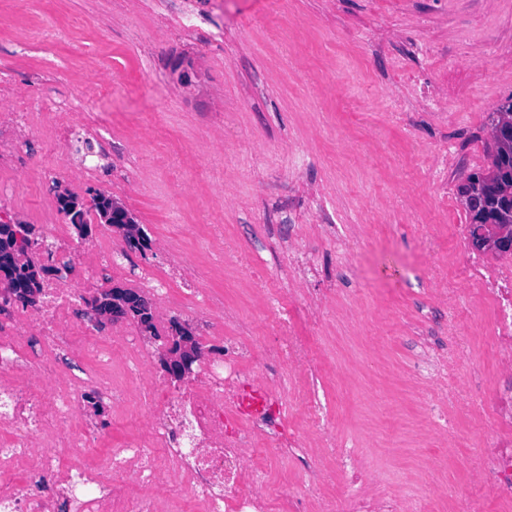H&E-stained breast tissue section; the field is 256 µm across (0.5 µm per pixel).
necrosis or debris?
I'll list each match as a JSON object with an SVG mask.
<instances>
[{
  "label": "necrosis or debris",
  "instance_id": "necrosis-or-debris-1",
  "mask_svg": "<svg viewBox=\"0 0 512 512\" xmlns=\"http://www.w3.org/2000/svg\"><path fill=\"white\" fill-rule=\"evenodd\" d=\"M162 34L173 54V69L196 73L192 91L179 95L189 112L233 109L210 80L209 66L191 51L202 25L215 24L216 0H162ZM101 86L88 85L78 101L39 104L11 81L0 79V223L16 221L14 197L29 195L42 206L37 250L56 268L43 278L33 306L10 300L0 274V512H56L68 493L73 512H401L396 495L376 488L377 477L359 454L347 455L346 479L335 490L327 466L339 450L336 435L323 425L315 395L323 357L293 334L297 311L315 308L319 327L326 299L297 295L282 310L264 299L277 334L260 356L245 351L236 337L220 335L224 303L198 287V267L172 252L164 268L131 270L121 233L101 225L81 238L65 224L59 195L44 190V175L32 172L27 145L38 142L44 157L61 167L76 165L94 179L99 165L75 157V147L92 143L98 156L117 166L152 135L140 131L121 143L101 135L94 103ZM469 227L454 225L452 277H440L437 294L455 299L468 292L470 315H489L488 335L495 368L474 372L479 398L462 410L484 429L476 470L478 495L453 500L439 495L443 475L429 464L417 473L428 490L415 512H512V261L481 260L465 243ZM135 277L150 304L191 321L203 351L185 382L153 373L154 356L131 322L99 335L92 301L108 281ZM192 300L175 301L179 286ZM287 369L288 382L267 377L269 366ZM265 382L269 401L255 416L239 411V395ZM303 409V420L286 426L282 396ZM112 410L125 429L117 440L103 437L88 422L94 407ZM314 444L307 481L277 483L267 458Z\"/></svg>",
  "mask_w": 512,
  "mask_h": 512
}]
</instances>
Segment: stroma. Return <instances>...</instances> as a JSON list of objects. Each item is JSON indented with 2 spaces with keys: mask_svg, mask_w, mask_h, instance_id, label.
<instances>
[{
  "mask_svg": "<svg viewBox=\"0 0 512 512\" xmlns=\"http://www.w3.org/2000/svg\"><path fill=\"white\" fill-rule=\"evenodd\" d=\"M277 2L226 0L223 43L199 42L214 83L238 100L232 112L206 118L185 111L160 81L137 84L145 66L162 67L168 54L150 39L152 0L134 15L122 0H0L1 17L33 30L21 45L0 35V75L48 100L104 80L109 91L96 109L113 136L157 130L138 159L153 169L152 182L127 171L132 205L141 223L196 262L216 255L200 229L208 222L266 269L257 284L227 256L223 275L202 282L240 310L242 324L224 332L256 354L275 333L257 296L287 285L263 207L279 202L282 230L317 257L309 288L332 297L320 330L300 317L295 333L336 364L320 400L343 446L364 452L404 507L420 492L410 476L422 458L445 472L449 490H468L477 479L472 447L459 437L468 418L423 427L419 400L433 368L421 363L418 338L431 337L445 364L455 337L470 336L481 362L490 361L489 338L457 315L466 299L440 302L435 278L450 225L469 221L458 189L489 165V115L512 96V0H288L273 33L267 20ZM435 90L447 111L429 110ZM216 125L230 131L223 150L179 170L181 155ZM296 166L315 197L283 182ZM436 178L448 183L440 208L425 197ZM219 180L245 207H219L210 189ZM318 207L359 233L357 251L333 247L307 223Z\"/></svg>",
  "mask_w": 512,
  "mask_h": 512,
  "instance_id": "1",
  "label": "stroma"
}]
</instances>
